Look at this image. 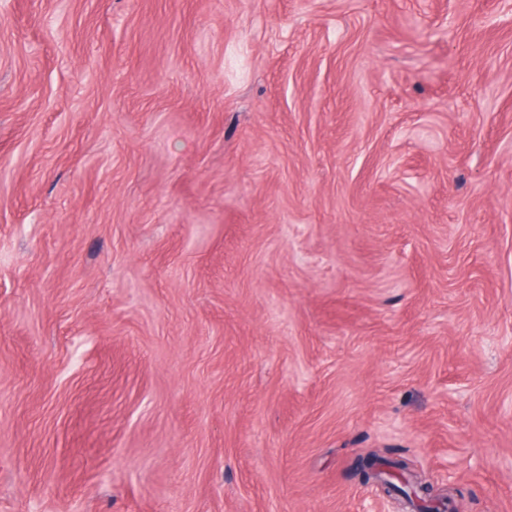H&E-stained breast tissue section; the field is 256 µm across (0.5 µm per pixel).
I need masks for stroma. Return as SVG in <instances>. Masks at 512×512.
Listing matches in <instances>:
<instances>
[{"label":"stroma","mask_w":512,"mask_h":512,"mask_svg":"<svg viewBox=\"0 0 512 512\" xmlns=\"http://www.w3.org/2000/svg\"><path fill=\"white\" fill-rule=\"evenodd\" d=\"M512 512V0H0V512Z\"/></svg>","instance_id":"1"}]
</instances>
